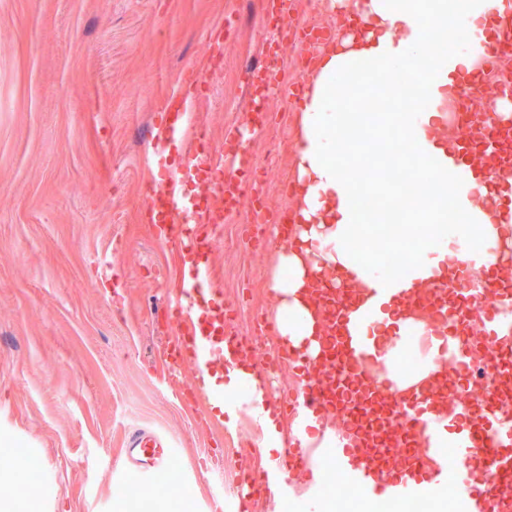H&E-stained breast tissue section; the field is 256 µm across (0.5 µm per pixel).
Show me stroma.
I'll list each match as a JSON object with an SVG mask.
<instances>
[{"label": "stroma", "instance_id": "35a3bbf8", "mask_svg": "<svg viewBox=\"0 0 512 512\" xmlns=\"http://www.w3.org/2000/svg\"><path fill=\"white\" fill-rule=\"evenodd\" d=\"M260 0H0V452L28 449L30 470L0 471V512H15L35 466L33 512H216L203 456L228 457L224 483L259 466L246 412L233 425L191 406L170 383L162 317L179 253L142 221L155 172L145 155L153 116L202 68L210 44L223 58L199 89L195 123L212 142L243 122L246 71L269 37ZM232 20L218 39L220 17ZM297 112L269 104L268 132L250 149L267 161L271 209L288 208L283 184L297 174ZM245 217L224 224L213 283L243 333L272 316L280 246L253 241ZM154 431L176 442L191 489L119 491L125 436Z\"/></svg>", "mask_w": 512, "mask_h": 512}]
</instances>
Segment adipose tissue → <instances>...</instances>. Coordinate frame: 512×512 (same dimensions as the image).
Returning <instances> with one entry per match:
<instances>
[{
    "instance_id": "obj_1",
    "label": "adipose tissue",
    "mask_w": 512,
    "mask_h": 512,
    "mask_svg": "<svg viewBox=\"0 0 512 512\" xmlns=\"http://www.w3.org/2000/svg\"><path fill=\"white\" fill-rule=\"evenodd\" d=\"M335 7L346 25L359 22L363 30L322 51L299 116L293 200L296 218L305 226L307 244L280 254L281 273L273 282L279 298L275 314L279 331L295 341L315 334L314 327L303 324L308 314L305 290L310 269L332 272L347 268L357 271L362 282H374L375 273L357 259L353 249L364 225L387 224L390 238L414 241L416 258L404 264L402 272L385 277L389 290L414 288L421 279L447 276L452 257L447 243L460 235L459 221L468 214L481 213L493 195L492 189L477 179L462 189H449L448 131L442 112L463 85L479 80V67L488 55L486 21L511 15L512 0H336ZM457 27L466 33L463 46L437 51V42ZM361 60L371 62L370 73H358L356 64ZM417 61L427 65L419 88L421 96L430 99L429 107H419L416 100L395 93L389 111L351 112L345 94L348 87L357 86L363 93L382 88L395 92ZM398 125L410 132L406 150L414 162L425 167L427 189L416 204L408 206L402 186L379 180L373 189L383 196L382 207L359 211L355 199L360 186L344 162L350 144L373 141L381 152L399 156L403 149L390 137ZM372 322L374 335L399 338L386 353L389 379L401 388L425 383L436 369L434 360L414 370L400 369L397 364L410 322L403 318L396 299L388 298L385 306L375 308Z\"/></svg>"
}]
</instances>
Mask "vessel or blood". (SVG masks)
I'll list each match as a JSON object with an SVG mask.
<instances>
[{"instance_id":"b4317fda","label":"vessel or blood","mask_w":512,"mask_h":512,"mask_svg":"<svg viewBox=\"0 0 512 512\" xmlns=\"http://www.w3.org/2000/svg\"><path fill=\"white\" fill-rule=\"evenodd\" d=\"M291 0H265L261 23L272 26L267 55L294 47L298 58L313 56L330 38L329 30L290 23ZM250 96L268 103L287 91L291 105L305 98L304 79L285 80L282 68L256 67L246 73ZM193 94L184 90L154 116L149 147L162 158L160 174L148 184L146 213L159 224L160 241L175 245L181 258L178 282L165 313L175 325L160 357L170 377L183 366L193 371L196 401L223 412L235 402L207 388V380L223 372L224 355L232 352L250 360L252 370L238 388L247 397L253 383H267L281 368L297 380L289 394L292 434L281 445L273 466L245 473L233 488L238 506L262 495L292 498L293 480L312 471L313 458L328 446L329 470L348 484L356 497L380 505H397L402 512L417 500L441 491L452 495V512H512V267L500 254L512 244L506 223L512 220V113L494 108L478 111L462 102L449 113L454 148L448 158V182L459 187L472 178L496 187L493 219H472L474 238L482 253L458 251L447 279L429 280L408 288L399 302L404 317L432 320L429 335L444 337L448 349L437 360L439 370L424 387L390 390L374 375L365 359L360 308H374L381 291L358 282L348 271L331 278L311 274L309 303L318 320L319 342L311 348L280 341L267 361L254 360L250 347L228 333L232 315L222 289L210 282V257L218 224L249 207L251 221H267L261 186L249 144L264 133L265 123L245 121L222 145L194 138L177 164L164 157L171 143L187 135ZM208 187L207 203L192 206L184 184ZM279 245L299 242L291 213L277 220ZM480 397H473V387ZM447 447H440V439ZM124 463L134 477L152 484L174 465L171 441L139 430L124 442Z\"/></svg>"}]
</instances>
